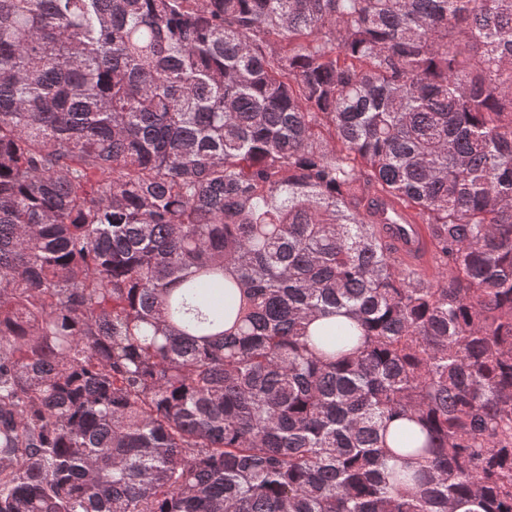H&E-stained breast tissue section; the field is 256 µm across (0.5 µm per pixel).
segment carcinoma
Here are the masks:
<instances>
[{"label":"carcinoma","instance_id":"carcinoma-1","mask_svg":"<svg viewBox=\"0 0 512 512\" xmlns=\"http://www.w3.org/2000/svg\"><path fill=\"white\" fill-rule=\"evenodd\" d=\"M465 506L512 512V0H0V512ZM415 222L410 218L411 224H391L400 225L393 229L392 238L399 255L412 263L421 264L428 257V242L424 225ZM398 228L404 232H399Z\"/></svg>","mask_w":512,"mask_h":512}]
</instances>
